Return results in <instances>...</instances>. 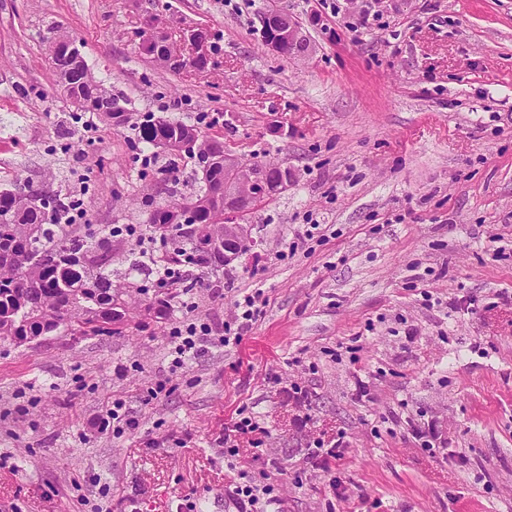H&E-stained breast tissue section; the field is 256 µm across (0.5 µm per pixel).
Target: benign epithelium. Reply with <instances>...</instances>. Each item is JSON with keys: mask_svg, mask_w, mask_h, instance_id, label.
Returning <instances> with one entry per match:
<instances>
[{"mask_svg": "<svg viewBox=\"0 0 512 512\" xmlns=\"http://www.w3.org/2000/svg\"><path fill=\"white\" fill-rule=\"evenodd\" d=\"M138 48L146 53L164 56L169 64L179 65L186 61L198 69H205L211 63L206 33L197 28L187 31L180 45L174 47L157 40L138 36ZM303 42L300 30L287 23L268 48L283 56L291 55ZM61 39L50 43L48 60L59 77V86L64 95H69V78L65 74L74 67V59L59 50ZM274 166L258 167L240 159L233 153H224V242L245 245L249 241L250 225L238 222L237 217L249 211L253 202L264 196L275 176Z\"/></svg>", "mask_w": 512, "mask_h": 512, "instance_id": "1", "label": "benign epithelium"}]
</instances>
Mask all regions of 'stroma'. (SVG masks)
<instances>
[{"mask_svg": "<svg viewBox=\"0 0 512 512\" xmlns=\"http://www.w3.org/2000/svg\"><path fill=\"white\" fill-rule=\"evenodd\" d=\"M265 4L0 0V190L79 199L84 235L145 224L201 175L136 127L202 112L227 150L294 174L251 215L246 254L189 295L219 330L264 289L239 346L203 342L174 367L181 307L134 311L119 333L0 338V512H236L243 474L278 486L279 512H512V0H278L307 44L288 57L265 46ZM197 27L206 70L137 48L136 32ZM57 32L128 98L124 127L73 119L48 63ZM462 297L474 308H452ZM116 399L136 422L120 435L96 425ZM241 406L265 432L231 465ZM430 424L449 457L415 439ZM336 436L326 471L314 442Z\"/></svg>", "mask_w": 512, "mask_h": 512, "instance_id": "obj_1", "label": "stroma"}]
</instances>
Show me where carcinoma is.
Wrapping results in <instances>:
<instances>
[{
  "instance_id": "carcinoma-1",
  "label": "carcinoma",
  "mask_w": 512,
  "mask_h": 512,
  "mask_svg": "<svg viewBox=\"0 0 512 512\" xmlns=\"http://www.w3.org/2000/svg\"><path fill=\"white\" fill-rule=\"evenodd\" d=\"M73 80L83 94L85 103L74 108V118L99 108L95 93L105 91L90 72L86 62L75 66ZM128 100L109 95L107 104L112 111L102 112L109 124L119 126L125 120L126 109H117ZM138 137L152 146L163 139H195L201 150L213 156L211 179L213 186L224 187V142L179 121L156 123L150 118L138 127ZM210 186L183 197L201 207L202 220L220 230L224 226L222 212L208 199ZM28 183H15L11 190L0 192V338L11 336H43L49 330L65 325L78 336H86L103 324L119 331L132 304L141 303L139 296L148 293V286L133 281L112 280L107 270L112 260V238L95 242L63 233V219L73 204L59 192H47L33 198ZM170 205L155 207L148 219L152 238L172 243L169 261L187 267L173 290L155 294L147 310L165 319L172 312L176 296L194 287V275L188 268L217 271L224 267V249L204 248L186 224H170L165 215Z\"/></svg>"
}]
</instances>
